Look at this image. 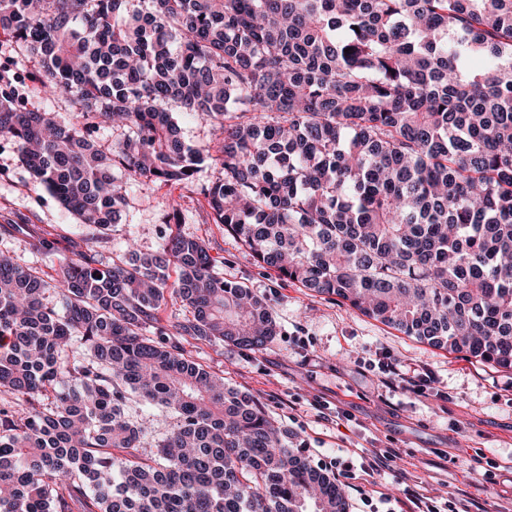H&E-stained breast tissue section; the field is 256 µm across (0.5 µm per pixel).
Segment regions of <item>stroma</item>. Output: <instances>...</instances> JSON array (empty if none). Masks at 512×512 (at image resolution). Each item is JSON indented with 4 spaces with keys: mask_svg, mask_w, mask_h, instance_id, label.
Masks as SVG:
<instances>
[{
    "mask_svg": "<svg viewBox=\"0 0 512 512\" xmlns=\"http://www.w3.org/2000/svg\"><path fill=\"white\" fill-rule=\"evenodd\" d=\"M0 66L25 76L26 102L56 112L62 120L79 121L73 102L42 91L24 48L1 37ZM0 224L53 232L62 250L69 238H97L106 261L129 235L144 253L155 251L162 235L172 231L206 241L225 280L243 283L267 301L279 332L258 352L189 341L187 348L199 363L254 396L278 426L295 435V447L311 462L335 456L339 442L351 450L387 449L397 459L393 471L381 478L384 491L398 492L401 475L408 472L435 495L464 491L481 512H512V371L434 348L335 298L280 280L236 236L214 223L199 188L129 184L118 223L101 238L35 183L14 143L0 137ZM382 350L402 369L429 368L435 383L420 395L383 387L368 366ZM442 391L448 400L439 399ZM318 400L347 411L351 421L338 426L318 420ZM125 413L142 426L145 452L156 454L158 440L174 424L171 414L146 407L134 396ZM479 456L498 462L493 479L471 470Z\"/></svg>",
    "mask_w": 512,
    "mask_h": 512,
    "instance_id": "1",
    "label": "stroma"
}]
</instances>
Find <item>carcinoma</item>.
<instances>
[{"instance_id":"obj_1","label":"carcinoma","mask_w":512,"mask_h":512,"mask_svg":"<svg viewBox=\"0 0 512 512\" xmlns=\"http://www.w3.org/2000/svg\"><path fill=\"white\" fill-rule=\"evenodd\" d=\"M1 35L79 106L0 87V137L80 223L106 235L126 182L193 185L208 160L215 223L280 278L512 370V0H0ZM170 102L220 137L184 145ZM277 332L199 238L128 236L110 263L85 241L49 279L1 254L0 512H348L183 344ZM131 395L175 418L154 456Z\"/></svg>"}]
</instances>
